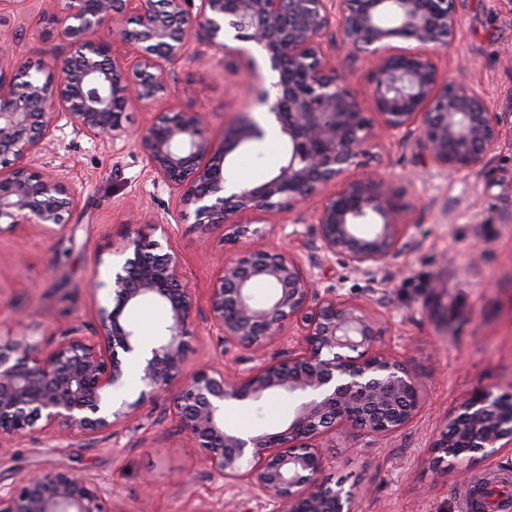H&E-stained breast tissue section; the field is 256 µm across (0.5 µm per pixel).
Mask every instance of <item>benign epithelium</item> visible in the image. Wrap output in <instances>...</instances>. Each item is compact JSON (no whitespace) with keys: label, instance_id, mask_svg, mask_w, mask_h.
<instances>
[{"label":"benign epithelium","instance_id":"obj_1","mask_svg":"<svg viewBox=\"0 0 512 512\" xmlns=\"http://www.w3.org/2000/svg\"><path fill=\"white\" fill-rule=\"evenodd\" d=\"M54 7L65 54L52 50L47 61L21 64L0 46V232L4 224L49 234L74 209L64 174L27 163L61 117L91 138L132 141L156 180L194 207L197 223L224 225L226 242L249 240L219 263L207 306L219 344L250 352L254 365L189 375L175 401L181 431L203 450L214 478L246 490L266 512H354V492L339 485L326 495L318 482L322 438L338 426L372 438L403 429L421 407V385L399 357L377 348L363 306L317 287L314 260L267 246L264 230L238 217L292 212L333 185L316 215L318 250L356 274L381 268L410 224L385 179L347 178L370 143L396 138L440 171L471 174L500 135L502 113L490 110L484 91L462 71L449 79L435 60L455 39L456 0H55ZM104 27L130 61L119 62L110 44L94 38ZM334 27L347 52L369 64L375 124L340 76ZM228 28L235 46L225 41ZM194 38L226 56L265 54L273 77L256 102L277 124L283 153L277 172L258 185L226 175L239 148L267 136L247 115L218 138L206 132L201 112L158 111L135 133L125 125L128 107L164 97L172 65ZM113 255L122 263L97 310L98 328L74 327L37 354L23 339L7 352L0 347V441L25 436L40 420L47 432L80 439L129 421L138 402L115 409L103 397L139 336L125 313L146 296L164 303L170 318L141 365V395L165 391L182 373L197 309L182 286L183 257L134 230ZM259 284L271 289L262 301L254 295ZM287 326L301 336L299 346L282 358L262 355ZM270 395L293 399L275 430L225 423L227 406ZM511 447L512 398L484 390L461 400L433 451L453 467ZM0 512L102 510L93 479L58 469L0 493Z\"/></svg>","mask_w":512,"mask_h":512}]
</instances>
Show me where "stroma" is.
I'll list each match as a JSON object with an SVG mask.
<instances>
[{"mask_svg":"<svg viewBox=\"0 0 512 512\" xmlns=\"http://www.w3.org/2000/svg\"><path fill=\"white\" fill-rule=\"evenodd\" d=\"M48 0H28L23 12L0 8V29L17 32L19 60H38L64 47L58 25L49 23ZM454 43L438 60L449 74L465 71L480 85L492 111L512 106V13L501 0H458ZM192 56L176 63L164 98L130 106L127 125L142 127L153 112L174 108L203 113L210 134L247 115L265 122L257 108L250 61L225 57L199 41ZM31 165L67 177L77 205L53 234L0 233V340L26 338L33 350L49 346L74 325L97 324L95 304L105 301L112 277V249L130 220L162 247L185 260L183 284L197 298L198 333L183 371L204 366L250 367L249 352L216 345L219 334L206 320V295L220 256L236 254L219 224L201 227L181 213L178 199L155 180L147 159L129 143L93 139L61 119ZM378 173L391 181L410 229L397 251L371 277L351 272L340 260L321 262L319 288L366 307L379 349L397 354L420 381L422 406L401 431L372 439L341 427L328 434L326 485L356 492V512H458V492L470 476L489 469L512 471V453L474 455L461 471L434 462L433 446L465 396L489 389L512 396V122L478 171L448 174L427 166L412 149L385 137L372 143L355 176ZM312 199L303 212L265 214L266 243L287 241L303 259L315 256ZM290 239H283V232ZM104 284L90 294L88 283ZM182 386L174 379L161 395L141 396L128 375L109 392L114 405L139 401L134 418L94 440L33 429L0 447V489L21 478L62 466L93 477L104 512H223L230 498L214 480L203 455L176 421Z\"/></svg>","mask_w":512,"mask_h":512,"instance_id":"1","label":"stroma"}]
</instances>
